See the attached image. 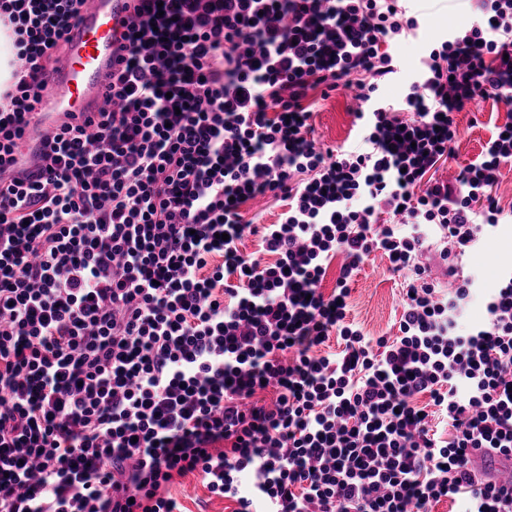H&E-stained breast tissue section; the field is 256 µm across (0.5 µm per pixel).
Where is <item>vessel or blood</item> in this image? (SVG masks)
I'll list each match as a JSON object with an SVG mask.
<instances>
[{"label": "vessel or blood", "instance_id": "1", "mask_svg": "<svg viewBox=\"0 0 512 512\" xmlns=\"http://www.w3.org/2000/svg\"><path fill=\"white\" fill-rule=\"evenodd\" d=\"M130 14L129 0H89L69 34L65 54L52 67L35 124L14 149V164L31 162L43 134L62 113L90 115L102 107L106 77L117 66L115 39L125 31Z\"/></svg>", "mask_w": 512, "mask_h": 512}]
</instances>
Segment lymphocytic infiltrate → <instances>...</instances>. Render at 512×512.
Instances as JSON below:
<instances>
[{"label":"lymphocytic infiltrate","mask_w":512,"mask_h":512,"mask_svg":"<svg viewBox=\"0 0 512 512\" xmlns=\"http://www.w3.org/2000/svg\"><path fill=\"white\" fill-rule=\"evenodd\" d=\"M85 2L0 0L17 48L0 91V512H183L168 487L189 474L237 512H512V485L470 468L478 448L512 458V273L482 326L457 324L476 290L458 261L499 225L512 124L430 176L454 113L512 108V0H472L396 103L375 93L419 37V0H139L96 118L65 114L36 171L6 175ZM350 85L362 142L322 149L310 100ZM266 193L288 202L278 222L242 223ZM433 234L446 293L420 263ZM248 235L274 262L240 250ZM375 250L413 280L397 334L373 340L346 300ZM334 332L343 349L318 354Z\"/></svg>","instance_id":"1"}]
</instances>
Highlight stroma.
I'll list each match as a JSON object with an SVG mask.
<instances>
[{
	"mask_svg": "<svg viewBox=\"0 0 512 512\" xmlns=\"http://www.w3.org/2000/svg\"><path fill=\"white\" fill-rule=\"evenodd\" d=\"M472 14L468 0H425L418 17L422 38L399 47V75L379 87V99L402 100L426 49L446 33L468 25ZM312 111V136L317 144L338 149L357 139L359 129L347 92L316 99ZM454 120L458 128L455 155L439 164L435 172L439 178L474 161L497 128L512 122V112L494 99L480 98L469 109L455 113ZM493 190L503 209L501 222L494 234L483 238L462 260L464 275L478 284V291L462 316L467 326L485 322V300L497 288L503 269L512 267V248L503 247L504 238H512V163L501 165ZM404 286L403 273L392 271L382 252L371 253L351 285L348 321L372 338L395 333L402 314ZM169 491L186 512H234L236 508L234 501L210 493L192 474L175 478Z\"/></svg>",
	"mask_w": 512,
	"mask_h": 512,
	"instance_id": "stroma-1",
	"label": "stroma"
}]
</instances>
